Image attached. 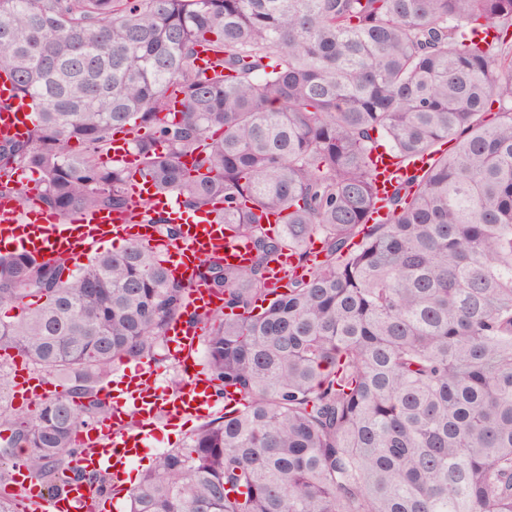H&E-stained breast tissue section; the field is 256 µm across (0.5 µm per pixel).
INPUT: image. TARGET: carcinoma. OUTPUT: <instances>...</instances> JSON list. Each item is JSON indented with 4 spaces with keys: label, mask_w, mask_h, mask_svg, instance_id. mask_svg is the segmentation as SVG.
Masks as SVG:
<instances>
[{
    "label": "carcinoma",
    "mask_w": 512,
    "mask_h": 512,
    "mask_svg": "<svg viewBox=\"0 0 512 512\" xmlns=\"http://www.w3.org/2000/svg\"><path fill=\"white\" fill-rule=\"evenodd\" d=\"M511 28L512 0H0V69L32 110L0 138V198L24 204L29 170L63 219L178 239L103 162L122 130L157 193L223 204L251 248L200 264L223 305L189 317V285L137 243L73 270L0 254V309L21 310L0 351L70 382L28 414L0 372V463L52 492L83 477L72 436L108 416L112 368L187 317L237 410L160 454L129 512H512ZM383 138L429 164L373 222Z\"/></svg>",
    "instance_id": "carcinoma-1"
}]
</instances>
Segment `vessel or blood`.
<instances>
[{
	"instance_id": "1",
	"label": "vessel or blood",
	"mask_w": 512,
	"mask_h": 512,
	"mask_svg": "<svg viewBox=\"0 0 512 512\" xmlns=\"http://www.w3.org/2000/svg\"><path fill=\"white\" fill-rule=\"evenodd\" d=\"M30 124L31 112L26 103L18 101L10 108L0 109V137L24 135ZM370 161L381 193L391 194L396 186L394 159L388 152L378 150ZM129 196L135 204L152 199L156 208L172 213L175 222L182 226L180 238L159 239L152 225L132 222L112 211L95 210L64 219L46 211H19L16 201L5 199L0 201V250L29 254L44 261L60 257L77 260L87 251L112 242H137L158 249L166 257L172 276L188 283L187 312L203 313L217 308L220 300L198 279L197 267L213 256L223 258L228 265H246L251 258L248 242L233 236L217 212L177 210L172 200L157 194L144 179L131 183ZM202 334L200 325L179 321L165 337L166 346L186 376L179 390L159 386L151 368L145 366L118 373L107 388L108 417L80 426L73 438L79 470L119 475L129 466L133 450L146 439V425L155 423L159 414L201 419L222 404L223 399L216 395L209 376L197 368ZM131 418L140 424V431H130L127 421ZM12 487L29 512H97L101 499L98 491L80 480L71 481L60 492H47L34 484L20 465L14 470Z\"/></svg>"
}]
</instances>
